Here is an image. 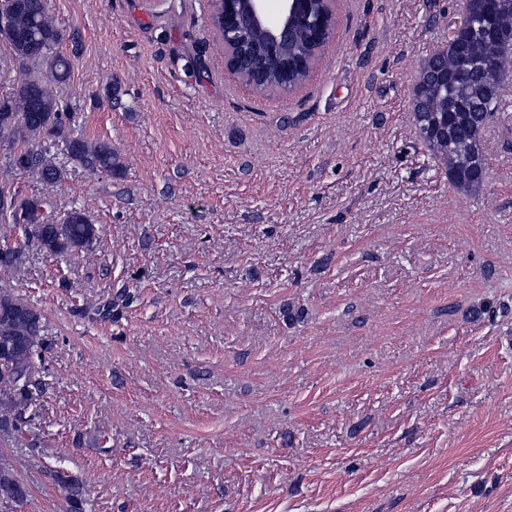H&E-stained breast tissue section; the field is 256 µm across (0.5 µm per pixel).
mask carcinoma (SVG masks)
<instances>
[{"mask_svg":"<svg viewBox=\"0 0 512 512\" xmlns=\"http://www.w3.org/2000/svg\"><path fill=\"white\" fill-rule=\"evenodd\" d=\"M320 5L313 8L312 24L300 29L293 39L278 47V60L255 58L246 70L266 92H287L301 83L306 74L296 68L298 59L312 55L313 29L318 27ZM64 39L44 0H0V40L11 49L21 69L41 65L52 81L62 83L70 74L71 62L53 52ZM468 86L448 83V87L433 90L419 107L415 123H428L434 139L428 142L431 155L445 168H456L459 177L455 187L463 185L468 172L461 164V152L472 135L485 130L491 113L473 112L475 129L457 126L442 131L448 100H458L477 106L471 100ZM77 116L63 108L49 85L40 77L26 74L12 92L0 99V145L7 147L10 168L18 172L37 169L41 179L57 185L65 177V166L57 161L62 155L92 173L120 177L125 163L120 152L107 140H88L76 129ZM52 207L47 199L7 200L0 209V221L21 227L24 238H35L44 252L53 257L79 254L92 248L98 228L85 210H71L61 222H53L45 214ZM22 255L19 241L7 239L0 244V268L18 265ZM44 315L41 310L15 294L14 289L0 285V441L23 444L33 433V416H25L33 400L34 363L45 360L49 345L43 336ZM53 480L66 492V512H87L88 498L83 482L63 468L48 466Z\"/></svg>","mask_w":512,"mask_h":512,"instance_id":"obj_1","label":"carcinoma"}]
</instances>
